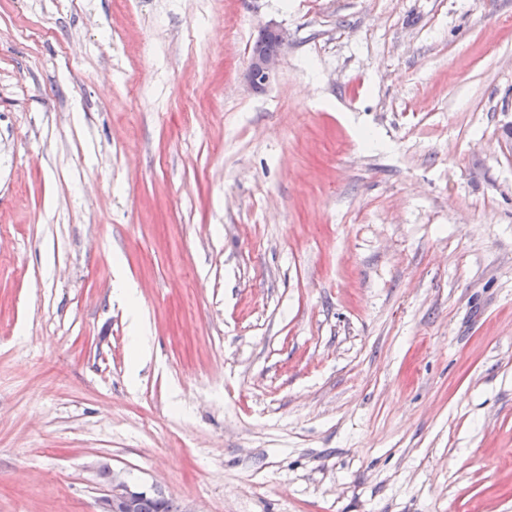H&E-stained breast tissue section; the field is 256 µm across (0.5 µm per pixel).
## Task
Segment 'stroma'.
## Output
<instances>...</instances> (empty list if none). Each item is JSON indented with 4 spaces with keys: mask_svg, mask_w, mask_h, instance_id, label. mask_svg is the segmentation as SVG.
I'll list each match as a JSON object with an SVG mask.
<instances>
[{
    "mask_svg": "<svg viewBox=\"0 0 512 512\" xmlns=\"http://www.w3.org/2000/svg\"><path fill=\"white\" fill-rule=\"evenodd\" d=\"M511 122L512 0H0V512H512ZM264 29L276 36L278 46L275 38L270 33H266L263 30L252 45L251 61L243 78L246 84L253 90L269 87L276 78L290 40L286 29L273 27L271 25H267ZM256 53L272 54L262 56L253 55ZM121 295L125 300L131 327L133 330V362L136 367H141L149 359V354L143 345V337L146 333V323L139 310L138 293L130 283H123ZM102 475L104 479L109 480V483L106 493L98 500L99 512H135L140 499L137 512L178 511L171 499L161 498L165 496V493L157 486L148 488L131 483L116 477L113 472L110 473L107 470H104Z\"/></svg>",
    "mask_w": 512,
    "mask_h": 512,
    "instance_id": "obj_1",
    "label": "stroma"
}]
</instances>
